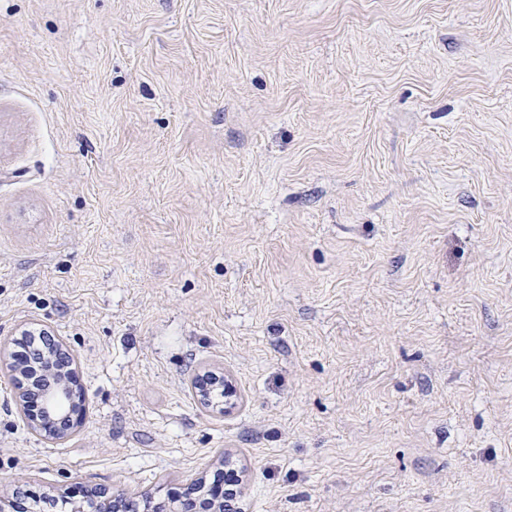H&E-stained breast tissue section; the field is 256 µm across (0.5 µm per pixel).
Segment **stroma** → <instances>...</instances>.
Here are the masks:
<instances>
[{
    "instance_id": "1",
    "label": "stroma",
    "mask_w": 512,
    "mask_h": 512,
    "mask_svg": "<svg viewBox=\"0 0 512 512\" xmlns=\"http://www.w3.org/2000/svg\"><path fill=\"white\" fill-rule=\"evenodd\" d=\"M40 328L85 416L0 370L17 512L228 457L241 512H512V0H0V346ZM53 339V354H48L39 364L48 378L38 389H32L28 383L32 363L20 368L8 363L12 373L21 380L17 388L20 409L30 429L46 437L62 438L71 434L81 423L85 412V399L82 390L75 384L72 375L73 362L65 346ZM57 354L64 356L66 365H56ZM26 376V382L23 375ZM197 401L203 407H209L211 404L212 393L219 388L224 387V411L229 409L233 404L232 397L233 385L232 381L228 380L226 376L222 377L217 374H207L202 378V382H193Z\"/></svg>"
}]
</instances>
